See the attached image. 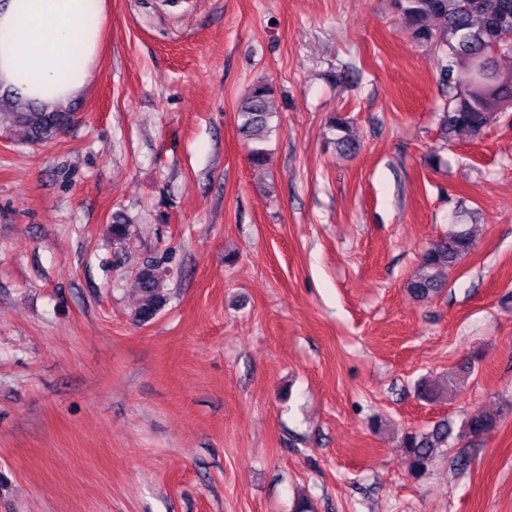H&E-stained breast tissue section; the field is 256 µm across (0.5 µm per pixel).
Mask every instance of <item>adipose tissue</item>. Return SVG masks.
<instances>
[{"label": "adipose tissue", "mask_w": 512, "mask_h": 512, "mask_svg": "<svg viewBox=\"0 0 512 512\" xmlns=\"http://www.w3.org/2000/svg\"><path fill=\"white\" fill-rule=\"evenodd\" d=\"M105 0H0V86L50 107L94 81Z\"/></svg>", "instance_id": "ef3b65f1"}]
</instances>
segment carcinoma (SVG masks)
<instances>
[{"label": "carcinoma", "instance_id": "carcinoma-1", "mask_svg": "<svg viewBox=\"0 0 512 512\" xmlns=\"http://www.w3.org/2000/svg\"><path fill=\"white\" fill-rule=\"evenodd\" d=\"M395 8L413 40L433 50L440 80L451 92L441 113L437 139L448 144L460 132L480 136L492 124L501 121L512 126V0H395ZM273 85L258 81L239 99L236 122L239 133L253 143L249 152L251 167L266 165V144L272 132L276 112L272 108ZM6 117L23 132L24 141L47 143L71 125L74 108L47 107L26 102L7 92L0 94V117ZM330 143L349 155L357 149L349 122L336 113L328 120ZM112 244L125 252L149 236L148 224H133L125 215L111 226ZM476 240L468 224H452L448 232L425 250L417 273L409 281L410 293L417 299L437 295L447 285L448 274L465 255L474 251ZM165 258L150 257L136 269L132 285L136 306L131 313L138 325L151 322L168 300L169 270ZM471 362L439 384L423 378L418 383V398L432 403L441 399L457 380L469 376ZM496 427V419L487 413L469 416L460 423L442 418L424 431L410 429L401 439L406 471L418 479L433 466L438 455Z\"/></svg>", "mask_w": 512, "mask_h": 512}]
</instances>
